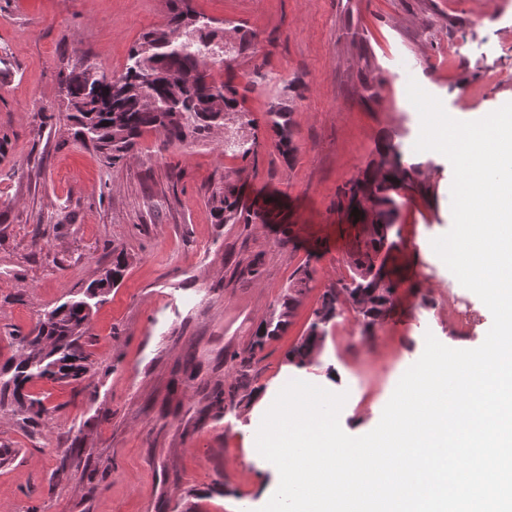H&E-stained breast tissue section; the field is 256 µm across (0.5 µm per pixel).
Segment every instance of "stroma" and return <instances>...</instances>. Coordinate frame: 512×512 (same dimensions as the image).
<instances>
[{"mask_svg": "<svg viewBox=\"0 0 512 512\" xmlns=\"http://www.w3.org/2000/svg\"><path fill=\"white\" fill-rule=\"evenodd\" d=\"M224 27L242 26L254 54L231 60L238 85L267 80L244 107L256 122L255 161L226 153L223 133L160 150L153 131L110 165L67 119L59 70L73 47L109 75L132 45L167 21L166 0H0V364L15 353L9 330L99 277L113 249L132 260L91 315L84 348L92 388L30 384L47 412L34 434L0 409V512H259L261 484L248 458L251 408L215 417L210 395L233 382L246 350L279 306L296 270L315 279L285 333L258 353L257 395L276 388L288 351L323 293L348 279L360 225L336 212V193L358 175L377 139L399 136L407 162L430 163L431 193L405 200L386 267L399 282L390 315L366 336L339 303L323 356L342 374L345 433L371 431L433 334L454 349L480 346L492 325L484 303L432 249L453 223V169L415 151L416 80L460 121L512 102V0H192ZM384 80L378 99L367 73ZM304 86L293 120L298 151L286 165L266 111L291 79ZM236 179L263 217L218 224L211 196ZM257 276L244 275L247 266Z\"/></svg>", "mask_w": 512, "mask_h": 512, "instance_id": "obj_1", "label": "stroma"}]
</instances>
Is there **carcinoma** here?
<instances>
[{
	"label": "carcinoma",
	"instance_id": "carcinoma-1",
	"mask_svg": "<svg viewBox=\"0 0 512 512\" xmlns=\"http://www.w3.org/2000/svg\"><path fill=\"white\" fill-rule=\"evenodd\" d=\"M167 5V23L144 34L131 47L129 63L120 76L89 80L84 67L95 68L97 64L78 47L73 48L76 63L58 73L75 135L91 143L114 166L149 130L162 136L161 145L167 149L190 140L204 141L215 130L230 125L238 130L254 126L242 107L249 88L239 91L229 75L216 80L210 68L226 45L231 46L235 57L246 54L252 47V35L240 26L226 29L215 25L191 9L189 0H167ZM299 97L301 93L290 82L266 112L275 148L288 164L294 162L297 152L292 115L294 99ZM256 146V139L245 136L224 141V151L243 160L256 157ZM415 194H429L422 166L403 162L401 143L394 136L381 137L372 159L344 183L336 197V209L352 219L353 208H358V222L364 225L361 240L349 254L350 282L323 294L306 335L288 352L290 363L298 367L312 364L322 349L327 326L336 318L341 298L362 318L366 335L389 315L396 302L397 283L381 253L394 246L388 235L398 221L402 198ZM212 216L216 224H252L258 218L244 207L237 185L231 182L213 194ZM129 264L127 254H112V262L99 278L66 301L43 310L28 333L16 329L8 332L16 355L0 366V407H13L21 429L39 426L47 412L42 399L25 393L27 384L35 380L70 384L91 377L93 366L82 342L91 312L123 279ZM314 273L307 266L296 272L279 309L258 326L250 347L231 357L235 378L223 397L216 399L218 416L249 401L257 353L267 340L286 331Z\"/></svg>",
	"mask_w": 512,
	"mask_h": 512
}]
</instances>
